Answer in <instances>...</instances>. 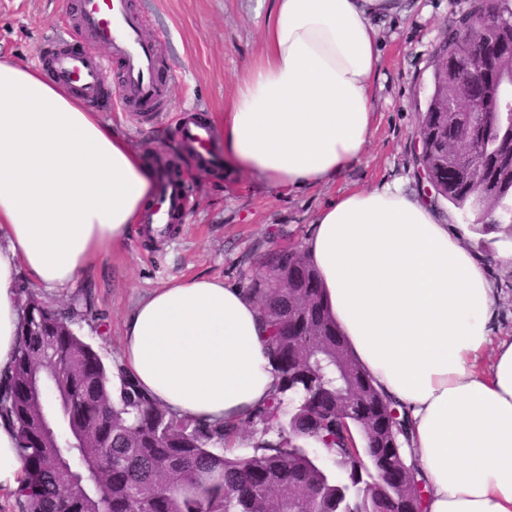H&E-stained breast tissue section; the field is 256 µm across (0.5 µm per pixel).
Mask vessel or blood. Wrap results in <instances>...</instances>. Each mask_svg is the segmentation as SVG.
<instances>
[{
  "label": "vessel or blood",
  "instance_id": "obj_1",
  "mask_svg": "<svg viewBox=\"0 0 512 512\" xmlns=\"http://www.w3.org/2000/svg\"><path fill=\"white\" fill-rule=\"evenodd\" d=\"M74 25L85 39L81 50L62 45H47L44 52L49 78L74 89L86 103L110 111L112 106L160 108L163 90L157 79L158 41L149 34L141 16L128 0H77ZM109 56H101L99 47ZM122 68V82L116 91L108 89L113 64ZM176 136L191 149L204 166H213L217 157L209 151L215 131L203 116H188L178 126ZM187 186L183 176L162 178L156 201L142 217V232L149 237H164L179 223L188 209Z\"/></svg>",
  "mask_w": 512,
  "mask_h": 512
}]
</instances>
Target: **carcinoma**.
<instances>
[{
  "label": "carcinoma",
  "instance_id": "cac0c4a2",
  "mask_svg": "<svg viewBox=\"0 0 512 512\" xmlns=\"http://www.w3.org/2000/svg\"><path fill=\"white\" fill-rule=\"evenodd\" d=\"M511 19L492 36L469 31L495 61L482 78L477 111L442 127L425 109L416 131L419 161L440 156L454 173L431 168L439 199L474 230L512 234V125L498 119L496 61L512 52V0H497ZM462 19L445 29L437 52L453 58ZM264 279L247 292L260 305L268 356L280 385L264 406L232 422H206L157 405L121 365H105L73 326L89 300L58 308L20 291L24 330L10 373L0 382V418L16 433L23 512H398L402 489L382 475L393 451L381 410L393 408L350 352L324 303L303 250L265 252ZM352 366L358 390L336 370V353ZM54 380L37 396L34 377ZM54 403L65 425L39 431L41 403ZM279 424L278 439L267 438ZM251 433L252 452L232 444ZM322 446L335 468L307 450Z\"/></svg>",
  "mask_w": 512,
  "mask_h": 512
}]
</instances>
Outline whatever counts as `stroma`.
Returning a JSON list of instances; mask_svg holds the SVG:
<instances>
[{"mask_svg": "<svg viewBox=\"0 0 512 512\" xmlns=\"http://www.w3.org/2000/svg\"><path fill=\"white\" fill-rule=\"evenodd\" d=\"M468 3L405 0L404 12L386 19L373 100L376 130L364 161L328 186L288 196L249 175L197 167L175 135L181 120L199 109L218 124L225 100L262 53L271 0H132L159 42L166 110L151 118L116 107L101 118L142 152L152 171L178 162L189 207L170 238L133 233L124 245L99 251L75 290L43 289L40 297L59 304L74 293L88 296L92 315L76 329L110 365L121 357L123 325L140 297L192 277L248 288L262 274L267 249L303 244L326 199L348 187H375L397 178L420 183L416 130L431 93L435 50ZM50 39L63 45L82 42L67 0H0V54L39 65Z\"/></svg>", "mask_w": 512, "mask_h": 512, "instance_id": "stroma-1", "label": "stroma"}]
</instances>
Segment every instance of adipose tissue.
<instances>
[{
    "label": "adipose tissue",
    "mask_w": 512,
    "mask_h": 512,
    "mask_svg": "<svg viewBox=\"0 0 512 512\" xmlns=\"http://www.w3.org/2000/svg\"><path fill=\"white\" fill-rule=\"evenodd\" d=\"M264 56L224 103L228 166L274 191L328 183L375 132L377 21L398 0H272ZM153 196L139 150L35 65L0 57V377L21 329L19 269L74 287L90 257L125 243ZM423 190L394 180L342 192L303 249L350 351L412 426L407 460L426 512H512V333L493 325V267ZM260 310L243 289L190 278L140 298L124 325V370L155 402L233 421L268 402L278 376ZM24 479L0 421V493Z\"/></svg>",
    "instance_id": "adipose-tissue-1"
}]
</instances>
